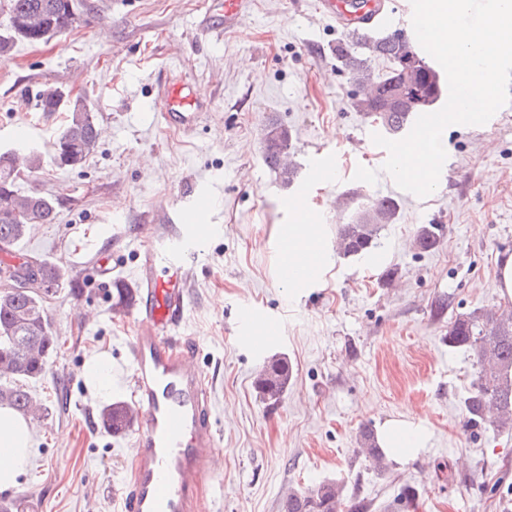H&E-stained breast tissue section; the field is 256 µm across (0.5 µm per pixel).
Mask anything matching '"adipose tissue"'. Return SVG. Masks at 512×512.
<instances>
[{
  "label": "adipose tissue",
  "instance_id": "1",
  "mask_svg": "<svg viewBox=\"0 0 512 512\" xmlns=\"http://www.w3.org/2000/svg\"><path fill=\"white\" fill-rule=\"evenodd\" d=\"M324 227L320 224H285L277 238L281 263L294 264L304 256L325 261ZM32 446L29 422L13 410L0 407V492L16 489Z\"/></svg>",
  "mask_w": 512,
  "mask_h": 512
}]
</instances>
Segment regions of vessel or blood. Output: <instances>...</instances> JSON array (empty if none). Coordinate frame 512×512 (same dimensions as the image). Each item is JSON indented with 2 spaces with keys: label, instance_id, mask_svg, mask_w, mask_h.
Masks as SVG:
<instances>
[{
  "label": "vessel or blood",
  "instance_id": "b4317fda",
  "mask_svg": "<svg viewBox=\"0 0 512 512\" xmlns=\"http://www.w3.org/2000/svg\"><path fill=\"white\" fill-rule=\"evenodd\" d=\"M200 107L194 81L181 74L156 103L163 124L176 129L192 127ZM211 200L210 190L199 191L179 235L149 245L137 272L138 329L130 341L136 453L121 512H198L200 488L220 467L210 390L187 343L174 336L188 305L186 255L208 230Z\"/></svg>",
  "mask_w": 512,
  "mask_h": 512
}]
</instances>
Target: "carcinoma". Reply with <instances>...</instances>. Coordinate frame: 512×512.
Instances as JSON below:
<instances>
[{"instance_id":"carcinoma-1","label":"carcinoma","mask_w":512,"mask_h":512,"mask_svg":"<svg viewBox=\"0 0 512 512\" xmlns=\"http://www.w3.org/2000/svg\"><path fill=\"white\" fill-rule=\"evenodd\" d=\"M0 14L7 24L0 30V61L9 59L19 41L29 44L45 42L69 30L75 22V0H0ZM336 61L357 84H367L363 97L354 102L357 111L371 119L388 137L402 136L421 112L433 110L445 92L442 73L425 57L402 31L376 34L363 27L347 29L336 43ZM412 56L418 66L407 74L401 60ZM382 59L389 63L388 72L375 77L372 64ZM43 112L67 108L69 119L52 144L53 160L60 168L81 164L98 141V129L87 97L65 100L63 92L47 88L36 94ZM280 130V141L263 137L265 164L286 185L293 183L296 168L280 164L292 145L293 130L277 121L266 128ZM22 172L18 153H0V250L17 244L36 224H51L57 212L53 199L33 190L22 193L17 183ZM399 205L390 196L363 200L338 232V246L347 257L364 258L375 252L381 228L397 219ZM442 226L423 224L415 233L414 245L422 252L433 250L439 242ZM24 272L31 285L14 290L0 285V406L15 411L30 409L33 399L27 383L45 375L50 359L58 348L57 336L45 308L46 297L59 285L76 287L71 271L57 263L37 260L0 270V278ZM448 346L473 353L480 371L467 397L464 409L474 426L488 425L498 432H512V308L497 311H472L457 315L448 324ZM291 372L280 358L270 360L257 378L256 386L269 400L277 402L288 389ZM130 406L122 401L102 407L100 421L114 435L132 426ZM361 451L387 470L386 453L377 446L374 431H360ZM341 486L324 480L313 488L288 494L281 512H339Z\"/></svg>"}]
</instances>
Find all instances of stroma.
<instances>
[{"instance_id": "obj_1", "label": "stroma", "mask_w": 512, "mask_h": 512, "mask_svg": "<svg viewBox=\"0 0 512 512\" xmlns=\"http://www.w3.org/2000/svg\"><path fill=\"white\" fill-rule=\"evenodd\" d=\"M70 32L18 43L0 62V152L12 127L34 128L43 164L18 182L53 198L57 219L36 225L0 262L47 259L77 275L45 307L60 348L29 382L41 404L33 446L10 501L36 512H114L130 479L132 434L100 424L102 399L80 376L90 356L112 359V397L131 401L129 341L137 319L115 307V287L134 285L139 252L179 224L197 189L212 193L217 225L188 260V307L176 334L197 345L193 366L211 383L220 474L206 481L201 512H280L294 489L330 478L342 512H512V433L471 426L464 411L479 367L449 348L456 315L500 305L492 287L498 255L512 252V103L483 125L450 127L439 188L424 198L383 171L388 152L371 139L351 83L333 53L343 28L320 0H251L234 28L224 0H76ZM194 78L207 108L189 130L157 123V88L170 71ZM53 85L94 103L100 135L85 162L57 167L49 152L67 119L35 106ZM291 127L290 158L305 182L316 154L335 163L311 205L327 226L322 281L291 288L277 275L276 229L291 221L292 192L264 162L269 122ZM365 195L391 196L396 221L373 258L336 251V232ZM439 224L435 249L413 246L417 228ZM112 272L94 275L100 255ZM393 279H386V271ZM277 320L262 349L240 332L244 306ZM284 357L292 378L277 403L258 393L267 358ZM423 428L414 454L386 473L358 454L364 427L390 419Z\"/></svg>"}]
</instances>
